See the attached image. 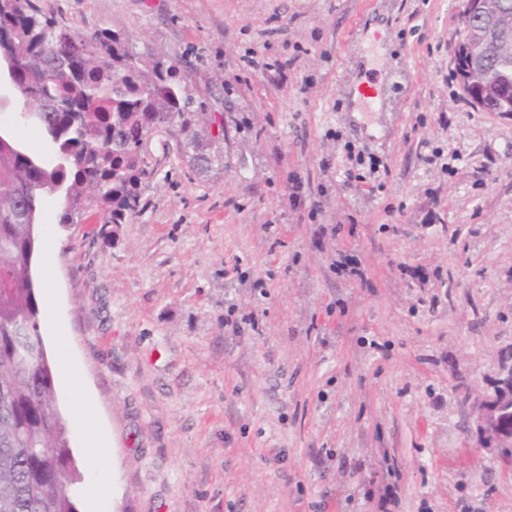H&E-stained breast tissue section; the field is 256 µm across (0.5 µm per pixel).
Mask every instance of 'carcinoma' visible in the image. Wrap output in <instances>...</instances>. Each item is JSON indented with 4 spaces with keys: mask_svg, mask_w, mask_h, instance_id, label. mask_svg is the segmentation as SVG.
I'll return each mask as SVG.
<instances>
[{
    "mask_svg": "<svg viewBox=\"0 0 512 512\" xmlns=\"http://www.w3.org/2000/svg\"><path fill=\"white\" fill-rule=\"evenodd\" d=\"M485 23L495 43L479 63L480 108L512 112V0H487ZM0 57L20 61L17 91L39 112L56 150L48 166L0 135V512H77L81 476L41 331L32 263L39 203L66 190L60 223L84 198L109 207L103 224L141 212L139 186L153 174L146 143L155 132L197 149V111L180 64L148 65L107 29L74 36L46 17L36 0L0 5ZM61 101L72 112H47Z\"/></svg>",
    "mask_w": 512,
    "mask_h": 512,
    "instance_id": "cac0c4a2",
    "label": "carcinoma"
}]
</instances>
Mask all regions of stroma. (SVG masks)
Wrapping results in <instances>:
<instances>
[{
	"label": "stroma",
	"mask_w": 512,
	"mask_h": 512,
	"mask_svg": "<svg viewBox=\"0 0 512 512\" xmlns=\"http://www.w3.org/2000/svg\"><path fill=\"white\" fill-rule=\"evenodd\" d=\"M37 3L182 60L224 117L223 139L196 128L204 172L151 137L142 212L110 233L103 205L64 224L41 201L49 363L90 394L76 412L55 381L83 486L105 472L110 512H512V461L466 438L455 390L487 391L512 346V112L453 76L460 0ZM354 83L382 107L355 111ZM0 97V134L51 158L5 75ZM60 372L69 386V391L76 405L86 400L84 379L79 370L67 359L60 363Z\"/></svg>",
	"instance_id": "35a3bbf8"
}]
</instances>
